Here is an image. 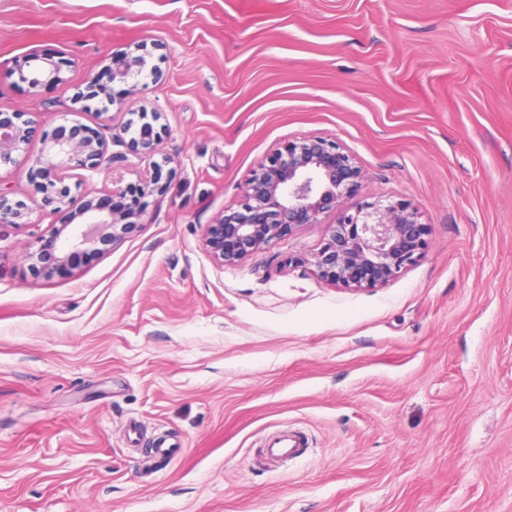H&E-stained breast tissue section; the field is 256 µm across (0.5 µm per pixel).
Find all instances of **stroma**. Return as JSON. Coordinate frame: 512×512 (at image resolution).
<instances>
[{
    "mask_svg": "<svg viewBox=\"0 0 512 512\" xmlns=\"http://www.w3.org/2000/svg\"><path fill=\"white\" fill-rule=\"evenodd\" d=\"M139 43L161 77L130 94L107 66ZM33 50L64 82L19 83ZM90 74L112 106L77 102ZM155 105L175 163L144 226L49 280L24 256L69 209L0 240V512H512V0H0L1 112L109 136ZM308 136L356 158L357 201L427 224L384 286L288 266L330 215L204 250ZM149 173L132 154L78 193ZM284 432L303 454L265 460Z\"/></svg>",
    "mask_w": 512,
    "mask_h": 512,
    "instance_id": "35a3bbf8",
    "label": "stroma"
}]
</instances>
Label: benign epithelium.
<instances>
[{
    "instance_id": "benign-epithelium-1",
    "label": "benign epithelium",
    "mask_w": 512,
    "mask_h": 512,
    "mask_svg": "<svg viewBox=\"0 0 512 512\" xmlns=\"http://www.w3.org/2000/svg\"><path fill=\"white\" fill-rule=\"evenodd\" d=\"M153 55L145 45L112 54V80L135 92L146 80L159 79ZM65 59L34 50L15 69L19 82L31 89L63 81ZM139 123L124 126L111 140L126 145L137 156L156 153L164 126L158 107L142 109ZM41 144L39 167L29 171L31 203L11 198L0 186V240L9 230L36 224L32 215L70 208L75 224H61L47 237L35 241L37 249L26 255L28 272L50 280L78 267L82 258L118 246L125 235L147 223L148 198L163 193L164 175L174 158L152 162L150 176L129 190L116 189V201L77 199L70 180L74 171L98 172L103 165L127 160L109 152V141L81 123L62 124L51 131L24 113L0 112V170L14 169L18 156L30 142ZM361 169L352 154L332 140L319 136L289 141L253 168L242 200L224 208L205 225L203 246L219 265L235 264L306 224L321 223V216L337 214L328 225L320 247L308 256H292L288 265H311L324 282L342 288H378L412 265L426 247V227L410 203L349 204L360 187Z\"/></svg>"
}]
</instances>
